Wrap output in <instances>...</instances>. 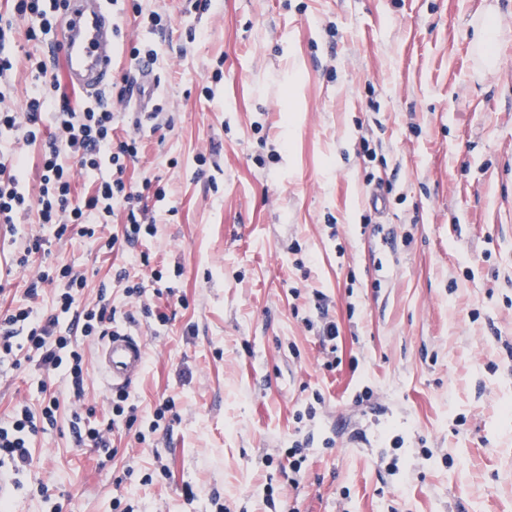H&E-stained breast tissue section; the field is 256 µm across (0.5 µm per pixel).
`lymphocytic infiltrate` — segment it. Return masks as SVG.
<instances>
[{
  "mask_svg": "<svg viewBox=\"0 0 512 512\" xmlns=\"http://www.w3.org/2000/svg\"><path fill=\"white\" fill-rule=\"evenodd\" d=\"M62 0H12L9 14L0 15V224L13 227L19 216L51 227L56 237L70 230L94 237L96 228L112 221L115 208L126 213L122 238H108L105 249H114L118 240L137 243L140 237L154 235L155 221L147 220V205L140 192L127 187L123 179L126 159L136 157L141 148L140 135L120 139L114 135L115 115L104 103L72 106L69 95L46 62L34 59L29 67L35 82L34 92L22 110L7 106L11 96L14 60L6 46L17 35L36 40L55 32ZM29 25L19 29L18 19ZM51 123L53 133H45L44 123ZM40 144L41 179L37 193H29L24 184L25 167L15 150L16 143ZM108 168L109 178L96 181L84 203L73 201L75 170L97 172ZM65 280L66 289L59 294L51 313L34 307L42 283L52 278ZM86 286V279L72 268L57 272L39 271L27 289L29 305L7 311L0 317V359L24 356L38 368L65 372L71 380V396L81 401L85 394L83 351L73 336L61 334L60 318L73 314L86 337L104 336L114 322L116 309L106 297H98L81 312H74L76 299ZM59 403L45 399L40 411L18 407L11 420L0 426V463L10 462L15 470L25 469L31 460L29 445L34 436L56 423Z\"/></svg>",
  "mask_w": 512,
  "mask_h": 512,
  "instance_id": "1",
  "label": "lymphocytic infiltrate"
}]
</instances>
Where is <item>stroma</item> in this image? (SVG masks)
I'll use <instances>...</instances> for the list:
<instances>
[{
  "mask_svg": "<svg viewBox=\"0 0 512 512\" xmlns=\"http://www.w3.org/2000/svg\"><path fill=\"white\" fill-rule=\"evenodd\" d=\"M153 11L167 28L147 27ZM489 14L499 64L484 72L473 31ZM112 23L113 79L131 47L157 53L156 119L135 127L108 100L116 136L143 139L127 184L166 191L157 232L127 244L115 213L105 253L21 221L0 232V311L25 301L16 234L44 238L33 266L84 274L80 303L108 284L116 326L147 344L135 415L108 411L100 337L74 339L85 404L111 426L105 460L75 445L62 372L0 363V425L59 401L0 512H512V0H114ZM50 46H10L15 106L34 90L27 54ZM122 268L142 297L126 296ZM326 319L340 331L330 371ZM367 389L430 451L406 480L351 444ZM168 399L174 415L149 432ZM306 436L296 477L283 453Z\"/></svg>",
  "mask_w": 512,
  "mask_h": 512,
  "instance_id": "1",
  "label": "stroma"
}]
</instances>
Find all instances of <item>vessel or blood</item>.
Listing matches in <instances>:
<instances>
[{"instance_id":"vessel-or-blood-1","label":"vessel or blood","mask_w":512,"mask_h":512,"mask_svg":"<svg viewBox=\"0 0 512 512\" xmlns=\"http://www.w3.org/2000/svg\"><path fill=\"white\" fill-rule=\"evenodd\" d=\"M112 13L104 0H67L61 16L56 42L65 54V85L91 98L105 94L112 83L114 43ZM142 92L136 109L148 111L159 84L151 69L141 71ZM146 363V344L142 336L113 327L105 335L96 365L110 389L129 388Z\"/></svg>"}]
</instances>
